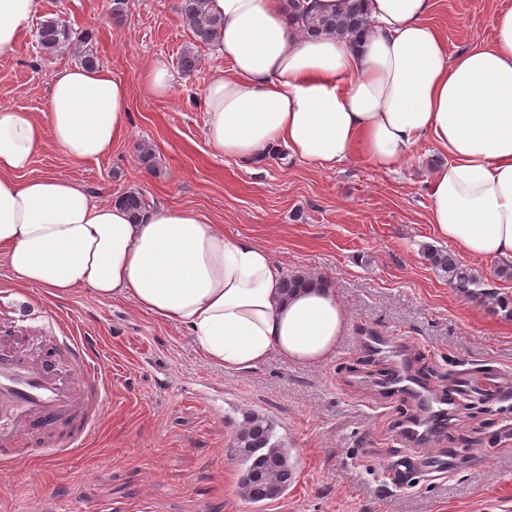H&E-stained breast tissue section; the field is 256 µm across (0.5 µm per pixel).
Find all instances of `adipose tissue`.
Returning <instances> with one entry per match:
<instances>
[{
	"label": "adipose tissue",
	"mask_w": 512,
	"mask_h": 512,
	"mask_svg": "<svg viewBox=\"0 0 512 512\" xmlns=\"http://www.w3.org/2000/svg\"><path fill=\"white\" fill-rule=\"evenodd\" d=\"M434 7L367 0L355 42L304 36L282 0H210L226 66L204 90L207 140L246 164L283 152L325 171L356 155L386 171L429 140L447 158L427 181L429 224L465 254L512 261V7L495 10L490 42L453 55L429 21ZM38 9L39 0H0V54ZM129 116V88L106 68L58 70L43 118L0 104V265L18 287L131 302L230 371L273 355L330 360L347 326L342 304L321 285L284 294L266 247L226 236L192 207L135 218L70 179L27 176L50 144L76 163L110 155Z\"/></svg>",
	"instance_id": "adipose-tissue-1"
}]
</instances>
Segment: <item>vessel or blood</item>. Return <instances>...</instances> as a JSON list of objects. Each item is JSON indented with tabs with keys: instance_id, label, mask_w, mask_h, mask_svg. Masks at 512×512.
Masks as SVG:
<instances>
[{
	"instance_id": "obj_1",
	"label": "vessel or blood",
	"mask_w": 512,
	"mask_h": 512,
	"mask_svg": "<svg viewBox=\"0 0 512 512\" xmlns=\"http://www.w3.org/2000/svg\"><path fill=\"white\" fill-rule=\"evenodd\" d=\"M45 328L55 332L57 361L42 351L14 350L0 343V466H11L15 445L32 436H60L50 454L62 457L85 448L97 437L112 379L85 336L60 316L46 315ZM390 389L413 395L422 410L402 425L404 436L416 442L446 428L449 410L469 397L466 384H455L448 395L432 393L406 369L389 380Z\"/></svg>"
}]
</instances>
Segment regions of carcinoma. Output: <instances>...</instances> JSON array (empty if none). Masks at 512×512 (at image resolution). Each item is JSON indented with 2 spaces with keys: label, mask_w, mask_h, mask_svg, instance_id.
Segmentation results:
<instances>
[{
  "label": "carcinoma",
  "mask_w": 512,
  "mask_h": 512,
  "mask_svg": "<svg viewBox=\"0 0 512 512\" xmlns=\"http://www.w3.org/2000/svg\"><path fill=\"white\" fill-rule=\"evenodd\" d=\"M288 7L300 28L308 35L316 37L323 33H349L358 36L367 25L364 0H346L345 11L340 16H316L306 11L303 0H289ZM180 12L193 41L207 44L212 42L220 20L210 13L208 0H180ZM73 31L60 18H49L37 28V41L40 50L53 54L71 41ZM125 209L137 214L150 205L147 196L140 191H129L119 197ZM424 257L433 268L448 277V284L459 293L474 300L484 302L492 299L496 309L512 318V299L501 297L495 291L482 289L484 282L475 270L462 263L450 250L427 246ZM234 448L241 464L243 474L241 487L243 493L254 502L272 500L280 496L295 479V470L290 463L288 449L274 439L273 426L264 416L251 413L246 416L236 434ZM262 458L263 478L251 479L253 461Z\"/></svg>",
  "instance_id": "obj_1"
}]
</instances>
